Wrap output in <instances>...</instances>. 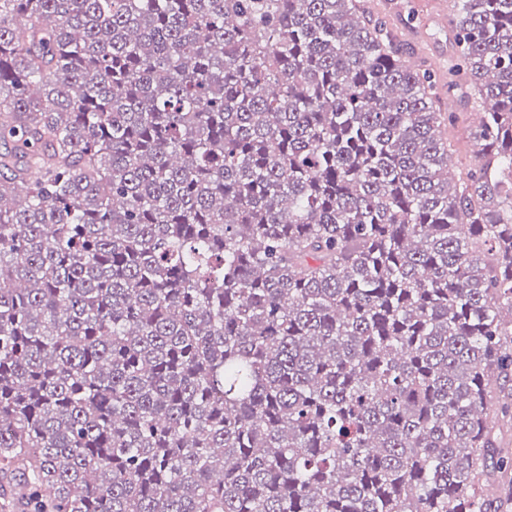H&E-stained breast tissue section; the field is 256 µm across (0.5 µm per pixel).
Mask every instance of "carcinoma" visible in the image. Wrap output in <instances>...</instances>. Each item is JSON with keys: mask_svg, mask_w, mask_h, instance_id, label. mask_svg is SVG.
Masks as SVG:
<instances>
[{"mask_svg": "<svg viewBox=\"0 0 512 512\" xmlns=\"http://www.w3.org/2000/svg\"><path fill=\"white\" fill-rule=\"evenodd\" d=\"M482 118L364 0H0V512H512V0Z\"/></svg>", "mask_w": 512, "mask_h": 512, "instance_id": "carcinoma-1", "label": "carcinoma"}]
</instances>
